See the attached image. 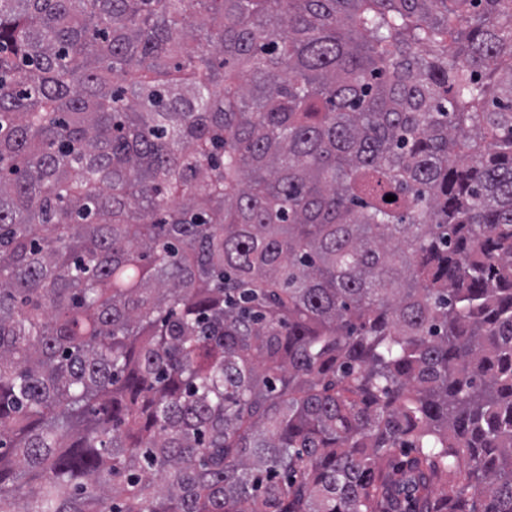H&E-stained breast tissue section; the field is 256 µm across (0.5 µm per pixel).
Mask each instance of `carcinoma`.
<instances>
[{
    "label": "carcinoma",
    "instance_id": "1",
    "mask_svg": "<svg viewBox=\"0 0 512 512\" xmlns=\"http://www.w3.org/2000/svg\"><path fill=\"white\" fill-rule=\"evenodd\" d=\"M0 512H512V0H0Z\"/></svg>",
    "mask_w": 512,
    "mask_h": 512
}]
</instances>
